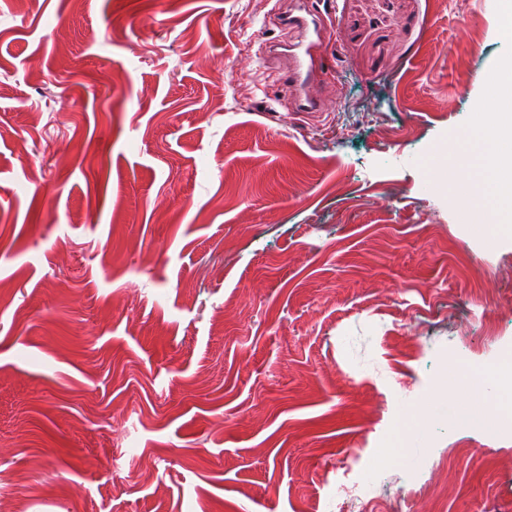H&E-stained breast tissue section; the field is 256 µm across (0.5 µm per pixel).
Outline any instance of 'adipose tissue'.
Masks as SVG:
<instances>
[{
	"mask_svg": "<svg viewBox=\"0 0 512 512\" xmlns=\"http://www.w3.org/2000/svg\"><path fill=\"white\" fill-rule=\"evenodd\" d=\"M493 111L484 112L461 138L448 145V157L466 164L464 186L449 187V195L463 199L466 207L483 211L486 220L480 231L493 241L512 236V168L503 162L512 143V114L494 123ZM461 376L467 385L483 394L485 408L502 418L512 419V367L473 365Z\"/></svg>",
	"mask_w": 512,
	"mask_h": 512,
	"instance_id": "obj_1",
	"label": "adipose tissue"
}]
</instances>
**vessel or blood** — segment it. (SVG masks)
I'll return each mask as SVG.
<instances>
[{
  "label": "vessel or blood",
  "instance_id": "vessel-or-blood-1",
  "mask_svg": "<svg viewBox=\"0 0 512 512\" xmlns=\"http://www.w3.org/2000/svg\"><path fill=\"white\" fill-rule=\"evenodd\" d=\"M333 0H290L280 14L284 27L295 35L285 46L272 53L288 61V81L295 92V108L300 112H318L323 102L314 88L325 76L328 36L327 19L334 11Z\"/></svg>",
  "mask_w": 512,
  "mask_h": 512
}]
</instances>
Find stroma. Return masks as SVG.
I'll use <instances>...</instances> for the list:
<instances>
[{
    "instance_id": "obj_1",
    "label": "stroma",
    "mask_w": 512,
    "mask_h": 512,
    "mask_svg": "<svg viewBox=\"0 0 512 512\" xmlns=\"http://www.w3.org/2000/svg\"><path fill=\"white\" fill-rule=\"evenodd\" d=\"M277 2L0 0V493L26 512H336L353 482L428 512L392 504L411 469L445 512H512V429L465 424L481 394L448 377L512 361V239L447 191L512 18L338 0L334 96L293 112ZM421 407L428 456L388 463Z\"/></svg>"
}]
</instances>
